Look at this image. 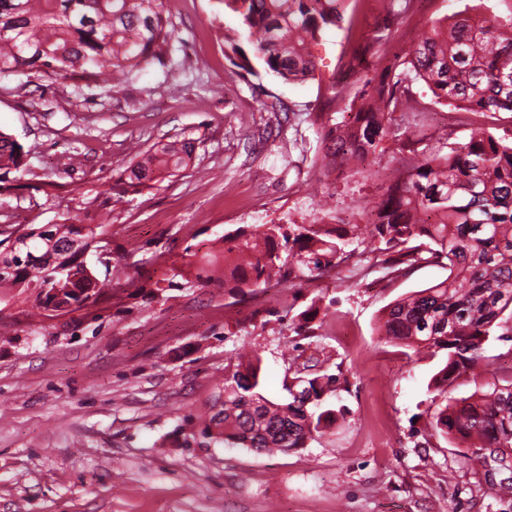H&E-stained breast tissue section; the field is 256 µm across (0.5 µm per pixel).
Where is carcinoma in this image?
<instances>
[{
	"label": "carcinoma",
	"mask_w": 512,
	"mask_h": 512,
	"mask_svg": "<svg viewBox=\"0 0 512 512\" xmlns=\"http://www.w3.org/2000/svg\"><path fill=\"white\" fill-rule=\"evenodd\" d=\"M378 19L371 32L352 40L337 62L329 97L310 113L325 144L315 159L326 178L350 164L385 178V192L362 212L379 246L359 250L360 225L272 224L264 231L237 229L222 238L221 254H188L168 265L154 283L129 270L112 283L87 274L86 251H94L93 228L67 217L24 232L28 242L11 263L0 266V288L29 293L44 311L41 288H56L74 299L73 288H93L92 303L115 293L153 300L165 289L206 287L220 272L232 295L253 294L273 280L301 288L354 259L403 274L423 254L448 261V278L396 300L381 331L388 342L446 360L428 385L435 405L432 430L502 468L512 462V381L456 404L445 394L462 375L492 365L487 346L512 339V127L499 114L512 113V18L507 24L454 14L432 25L407 46L395 24L411 23L417 0H374ZM251 37L267 69L286 83L315 78L313 48L323 31L345 20L340 0H224ZM174 38L164 0H0V79L32 73L62 84L77 77L112 91L120 82L162 61ZM225 55L249 71L237 40L225 37ZM424 82L437 101L448 102L446 123H432L431 109L415 91ZM482 119L469 139L457 130ZM392 152L388 175L378 165ZM194 142L187 139L142 154L120 174L112 190L124 197L150 189L187 166ZM24 146L0 131V194L14 185ZM79 238L76 249L70 241ZM66 269L60 275L57 268ZM167 287H161V284ZM315 306L298 314L297 335H314ZM261 358L224 367V409L211 418L215 438L227 447L287 454L324 437L345 417L330 398L342 374L304 364L284 383L288 398L261 392Z\"/></svg>",
	"instance_id": "carcinoma-1"
}]
</instances>
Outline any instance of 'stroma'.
I'll list each match as a JSON object with an SVG mask.
<instances>
[{"label":"stroma","instance_id":"1","mask_svg":"<svg viewBox=\"0 0 512 512\" xmlns=\"http://www.w3.org/2000/svg\"><path fill=\"white\" fill-rule=\"evenodd\" d=\"M345 7L353 28L327 29L318 48L326 78L350 34L375 23L361 0ZM417 8L426 22L457 12L512 19V0ZM166 15L175 38L162 62L112 93L82 80L0 79V131L31 149L17 189L0 196V225L20 234L59 223L81 202L105 200L133 145L188 138L187 167L113 202L104 227L113 266L157 281L162 258L207 252L237 228L310 222L316 194L337 223H360L376 182L324 180L313 164L321 141L307 109L324 87L268 72L222 0H175ZM228 34L249 53L248 73L226 58ZM276 98L287 111H266ZM447 276L445 262L428 259L403 276L345 270L242 298L217 283L170 290L165 301L124 296L57 322L32 319L21 300L0 308V512H512L506 472L428 435L440 357L400 350L379 330L388 305ZM317 296L330 301L328 315L316 337L297 340V315ZM291 351L347 379L336 402L348 414L332 434L288 455L205 436L227 363L260 354L261 391L280 401ZM488 352L495 363L449 387V401L512 378V342Z\"/></svg>","mask_w":512,"mask_h":512}]
</instances>
